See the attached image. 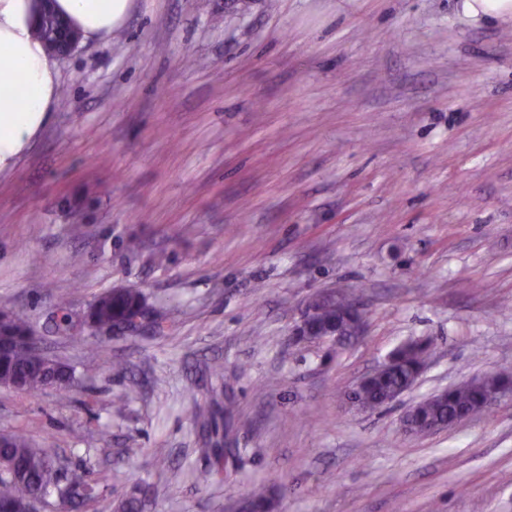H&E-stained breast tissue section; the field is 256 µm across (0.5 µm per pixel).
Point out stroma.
<instances>
[{"label": "stroma", "mask_w": 512, "mask_h": 512, "mask_svg": "<svg viewBox=\"0 0 512 512\" xmlns=\"http://www.w3.org/2000/svg\"><path fill=\"white\" fill-rule=\"evenodd\" d=\"M59 72L55 111L0 174V311L81 379L0 387V433L50 449L61 480L90 471L97 512L131 495L224 512L278 486V512H512V397L401 429L431 393L512 373L511 22L463 0H135ZM120 288L144 296L134 330L58 332L56 295L79 318ZM336 288L366 336L293 343ZM416 338L432 342L416 385L348 408ZM228 416L237 452L200 487Z\"/></svg>", "instance_id": "1"}]
</instances>
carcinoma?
<instances>
[{"label": "carcinoma", "instance_id": "obj_1", "mask_svg": "<svg viewBox=\"0 0 512 512\" xmlns=\"http://www.w3.org/2000/svg\"><path fill=\"white\" fill-rule=\"evenodd\" d=\"M137 289L129 288L126 293L106 292L97 297L91 306L94 317L102 324L123 322L139 313ZM354 302L349 292H344L340 301H317L322 322L339 321L346 329L351 328L353 314L348 305ZM35 340L34 329L29 320L21 315L0 313V341L9 348L0 353V384L18 386L27 392H38L50 385V379L60 380L59 388L67 390L77 384L73 367L56 359L44 357L29 347ZM431 343L409 340L395 348L390 357L393 365L387 371L374 376L358 394L359 399L372 411L388 405L389 397L396 391L413 383L416 372L426 365ZM512 388V374L496 373L485 379L476 380L444 392L440 398L427 405L418 406L416 419L421 422L441 424L455 417L465 408L480 405L491 389ZM6 447L0 448V512L12 506L21 505L36 497L43 489L52 485V457L45 448L34 447L29 439L19 433L4 435ZM224 460L216 454L208 466L198 475L201 485L207 487L223 478ZM99 496L97 485L84 476L68 484L67 501L71 507L82 512H93ZM251 512H274L276 496L270 491L254 492L244 498Z\"/></svg>", "mask_w": 512, "mask_h": 512}]
</instances>
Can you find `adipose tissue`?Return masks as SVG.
Listing matches in <instances>:
<instances>
[{
  "label": "adipose tissue",
  "mask_w": 512,
  "mask_h": 512,
  "mask_svg": "<svg viewBox=\"0 0 512 512\" xmlns=\"http://www.w3.org/2000/svg\"><path fill=\"white\" fill-rule=\"evenodd\" d=\"M42 0H0V172L12 167L59 99L56 55L34 32ZM81 42L112 36L134 0H52Z\"/></svg>",
  "instance_id": "adipose-tissue-1"
}]
</instances>
